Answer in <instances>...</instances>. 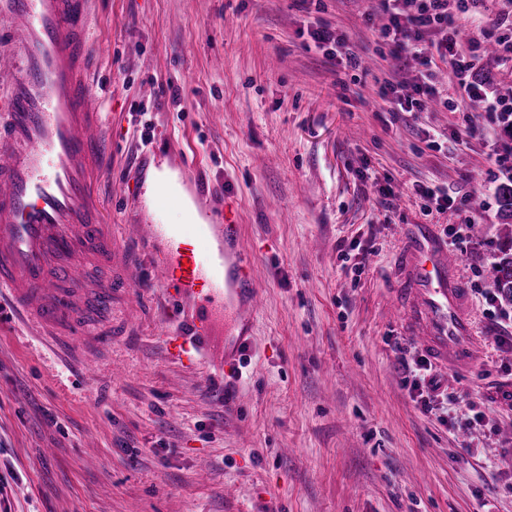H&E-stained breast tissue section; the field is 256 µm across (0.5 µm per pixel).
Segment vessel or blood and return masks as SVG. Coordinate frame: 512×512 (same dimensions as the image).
I'll use <instances>...</instances> for the list:
<instances>
[{
	"mask_svg": "<svg viewBox=\"0 0 512 512\" xmlns=\"http://www.w3.org/2000/svg\"><path fill=\"white\" fill-rule=\"evenodd\" d=\"M91 2L8 0L10 23L0 27V72L11 78L0 99L8 116L0 128V288L29 328L85 345L102 327L83 321V311L92 303L111 309L127 285L110 275L88 283L74 262L84 256L112 267L122 242L103 223L92 186L106 152L88 76ZM156 203L183 213L182 223L150 221L142 234L169 306L184 313L171 357L234 373L250 350L260 296L242 227L205 190L187 206L163 184ZM455 267L433 226L416 225L401 267L412 334L449 369L466 371L482 342Z\"/></svg>",
	"mask_w": 512,
	"mask_h": 512,
	"instance_id": "1",
	"label": "vessel or blood"
}]
</instances>
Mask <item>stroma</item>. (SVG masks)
Instances as JSON below:
<instances>
[{
  "mask_svg": "<svg viewBox=\"0 0 512 512\" xmlns=\"http://www.w3.org/2000/svg\"><path fill=\"white\" fill-rule=\"evenodd\" d=\"M369 0H93L92 78L112 146L98 176L105 223L145 217L157 152L185 162L238 213L261 290L251 357L224 381L172 363L165 297L131 244L112 323L123 331L68 358L23 330L0 295V512H512V355L487 317L482 277L508 240L507 174L481 109H393L411 88ZM343 32L357 67L314 48ZM180 104H172V88ZM478 131L465 133L466 120ZM135 197L125 196V185ZM424 184L451 208L426 206ZM463 235L456 274L483 339L465 372L432 370V410L402 361L425 358L400 305L414 225ZM98 362L78 367L82 355ZM483 413L470 429L448 419Z\"/></svg>",
  "mask_w": 512,
  "mask_h": 512,
  "instance_id": "35a3bbf8",
  "label": "stroma"
}]
</instances>
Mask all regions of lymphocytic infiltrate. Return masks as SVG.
<instances>
[{"label":"lymphocytic infiltrate","mask_w":512,"mask_h":512,"mask_svg":"<svg viewBox=\"0 0 512 512\" xmlns=\"http://www.w3.org/2000/svg\"><path fill=\"white\" fill-rule=\"evenodd\" d=\"M376 12L384 22L379 29L391 57L405 55L417 60L421 70L411 94L385 82L382 99L410 112L436 103L457 110L459 103L481 105L489 112L496 134L503 142L498 156L502 169L512 171V97L488 94L472 75L483 60L479 49H463L460 32L463 23L482 24L495 47L496 61H512V11L488 15L481 10L483 0H375ZM447 73V83H439V73Z\"/></svg>","instance_id":"1"}]
</instances>
